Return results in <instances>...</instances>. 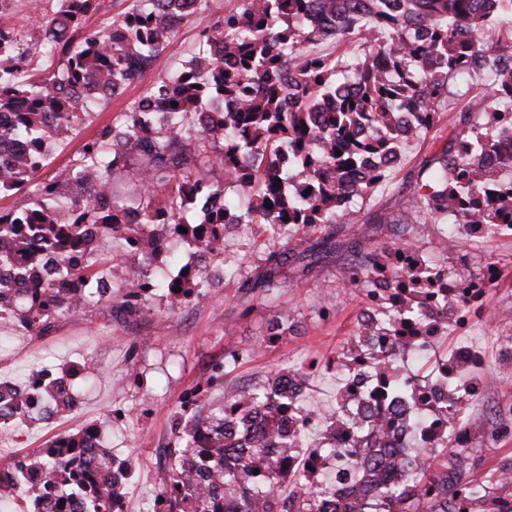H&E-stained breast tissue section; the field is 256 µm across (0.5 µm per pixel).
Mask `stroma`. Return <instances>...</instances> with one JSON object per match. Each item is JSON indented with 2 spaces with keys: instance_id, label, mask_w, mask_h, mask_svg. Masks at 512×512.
<instances>
[{
  "instance_id": "obj_1",
  "label": "stroma",
  "mask_w": 512,
  "mask_h": 512,
  "mask_svg": "<svg viewBox=\"0 0 512 512\" xmlns=\"http://www.w3.org/2000/svg\"><path fill=\"white\" fill-rule=\"evenodd\" d=\"M242 0H207L202 10L182 24L163 54V63L127 86L123 93L95 104L51 148L38 181L63 175L77 152L100 131L119 121L160 78L197 51L200 33ZM481 77L469 84L452 80L439 125L425 138L406 144L402 162L388 188L366 200L363 210H397V191L416 175L422 159L438 152L458 130V117L468 109ZM442 227L410 224L406 233L416 239L425 257L449 269L472 273L483 255L499 261L503 275L491 288L488 313L466 329L448 328L438 349L450 351L461 342L479 343L490 373L496 374L485 397L471 403L469 415H491L500 405H512V365L500 361L501 329L498 312L512 309V237H491L462 244L452 255L439 248ZM251 236L235 229L224 236L223 259H212L205 277L211 288L192 296L181 307L168 308L157 299L134 316L105 319L100 308L84 307L56 318L45 335L25 330L16 321L0 320V375L21 377L48 366L68 367L86 361L95 365V377L77 395L73 411L51 418L30 415L16 430L0 436V467L22 456H34L60 434L100 424L111 430L113 456L129 460L132 475L127 485V512H147L157 486L162 451L173 439L172 415L183 410L188 392L205 394L203 413L232 399L245 384H262L269 371L306 372L305 395L311 409L327 412L336 405L341 387L334 358L346 349L356 330L361 306L344 285V270L353 256L345 250L309 258L308 268L290 262L281 269L282 286L270 294L242 295L244 276L263 265L267 252L251 245ZM242 257L241 266L231 265ZM281 324L272 335V320Z\"/></svg>"
}]
</instances>
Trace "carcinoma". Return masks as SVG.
Instances as JSON below:
<instances>
[{
	"label": "carcinoma",
	"instance_id": "carcinoma-1",
	"mask_svg": "<svg viewBox=\"0 0 512 512\" xmlns=\"http://www.w3.org/2000/svg\"><path fill=\"white\" fill-rule=\"evenodd\" d=\"M103 5L104 0H59L34 48L24 45V31L3 21L0 13V113L17 115L0 136L26 140L35 152L31 159L0 164V192L21 190L41 171L52 143L80 119L83 105L75 94H120L161 62L180 24L203 7L202 0H133L109 30L85 31L88 15ZM314 14L339 15L344 25L326 31L311 23ZM495 17L507 24L509 37H486ZM330 39L338 44L362 40L368 51L352 61L315 51ZM43 46L60 52L58 67L41 69L35 80L20 79L21 61L39 57ZM476 72L489 73L490 82L461 114L460 132L422 161L420 172L428 173L427 181L418 179L413 190L398 191L399 214L386 209L365 214V223L387 230L390 239L372 252L364 251L358 239L348 245L354 259L345 270L347 287L367 297L382 278L394 296L407 290L419 297L427 288L442 287L443 280L427 278L437 265L423 256L402 263L417 245L402 234L401 225L436 223L448 216L457 224H483L488 232L512 224V181L500 186L494 198L486 197L495 171L473 160L477 153H492L498 138L512 135V110L498 107L501 96L512 94V0H498L493 17L483 10L482 0H244L240 10L224 14L203 32L198 52L166 74L122 120L84 145L64 181L41 182L31 202L0 210V238L21 249L27 245L21 226L38 225L35 232L44 248L83 290L84 306L128 315L153 299L178 307L206 287L203 279L187 281L179 293L168 283L139 288V281L148 280L150 264L127 269L123 262L128 242L149 231L158 215L168 216L169 233L189 244L202 241L219 257L224 210L203 204L231 184L239 196L224 205L238 212V225L260 224L270 239L284 242L299 233L314 235L311 249L318 252L337 248L335 230L349 220L351 205L369 198L400 165L404 143L440 122L448 80ZM224 99L236 102V110L224 113L219 128L203 127L207 105ZM159 101L164 102L162 112L142 126L138 115L154 111ZM474 112L484 120H473ZM466 141L472 144L469 154L460 149ZM244 152L258 155L256 167L239 166L238 155ZM367 158L379 164L366 167ZM285 160L288 167H280ZM315 167L320 177L310 193L283 195L284 182ZM356 169L358 178L345 183L343 171ZM117 175L132 193H112ZM88 179L110 193L109 208L75 196L74 188ZM267 201L272 208H266ZM86 224L100 225V238L118 240L121 247L97 252L94 240L85 237ZM266 263L258 276L242 280V292L282 287L277 270L282 254L269 252ZM61 304L46 278L24 304L0 307V319H16L42 335ZM287 379L286 370L272 372L263 387L245 390L234 401L245 416L257 410L266 414V429L250 439L224 421L222 407L204 420L174 413L175 438L163 449L168 465L159 475L154 512H322L317 489L294 484L284 493L277 483L250 482L254 469L271 468L287 449L300 447L294 439L275 445L280 405L270 397L286 393ZM47 400L56 413L74 405L65 392L49 390ZM382 433L383 428H375L361 445V483L378 492L382 512H450L443 509L450 497L477 504L487 497L495 475L484 481L472 478L471 457L436 448L424 451L420 472L409 482L384 485L385 471L397 462L394 449L379 442ZM73 451L72 446L49 444L36 457L13 461L9 471L39 470L47 482L84 494L87 512H113L126 491L107 477L112 457L95 453L103 481L89 485L80 471L58 460ZM0 490L18 493L26 502L40 497V489L13 476L0 478Z\"/></svg>",
	"mask_w": 512,
	"mask_h": 512
}]
</instances>
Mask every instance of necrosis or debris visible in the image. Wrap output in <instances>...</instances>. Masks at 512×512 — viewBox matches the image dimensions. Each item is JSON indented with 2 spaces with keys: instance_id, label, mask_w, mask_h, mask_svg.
<instances>
[{
  "instance_id": "1",
  "label": "necrosis or debris",
  "mask_w": 512,
  "mask_h": 512,
  "mask_svg": "<svg viewBox=\"0 0 512 512\" xmlns=\"http://www.w3.org/2000/svg\"><path fill=\"white\" fill-rule=\"evenodd\" d=\"M47 258L37 244L9 254V265L22 268L24 276L0 280V303L12 305L41 278ZM500 277V265L488 260L481 261L470 289H463L460 275L449 274L446 299L427 301L403 336L389 335L387 327L403 310V299L391 298L389 289H377L360 318L359 342L336 355L348 378L337 396L335 411L319 416L305 407L298 393L288 401L284 428L289 436L306 435L321 423L326 426L319 443L288 450L284 468L289 476L300 484L321 488L326 497L335 493L347 500L359 499V444L366 424L373 419L388 424L397 454L406 462L389 475L392 484L403 483L414 474L413 464L423 449L474 447L476 426L467 419V409L491 380L481 349L474 344L455 347L424 378L411 367L436 349L448 327L462 329L485 315L488 293ZM396 376L404 380L405 389L392 388ZM50 385L68 390L74 379L36 368L23 381L0 382V391L10 390L20 400L19 410L33 413L45 410V389Z\"/></svg>"
}]
</instances>
